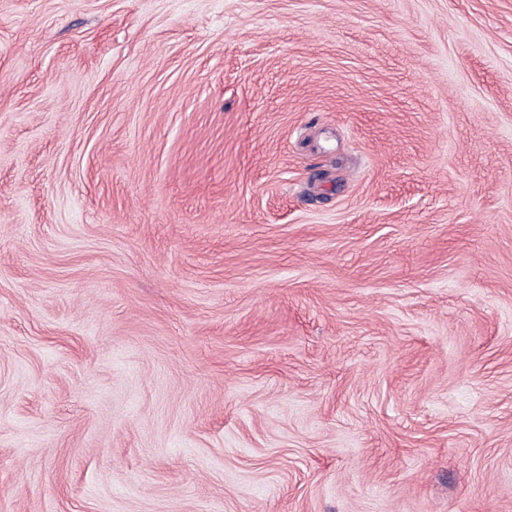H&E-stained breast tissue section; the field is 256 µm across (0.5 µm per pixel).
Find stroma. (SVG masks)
<instances>
[{"instance_id": "stroma-1", "label": "stroma", "mask_w": 512, "mask_h": 512, "mask_svg": "<svg viewBox=\"0 0 512 512\" xmlns=\"http://www.w3.org/2000/svg\"><path fill=\"white\" fill-rule=\"evenodd\" d=\"M0 512H512V0H0Z\"/></svg>"}]
</instances>
